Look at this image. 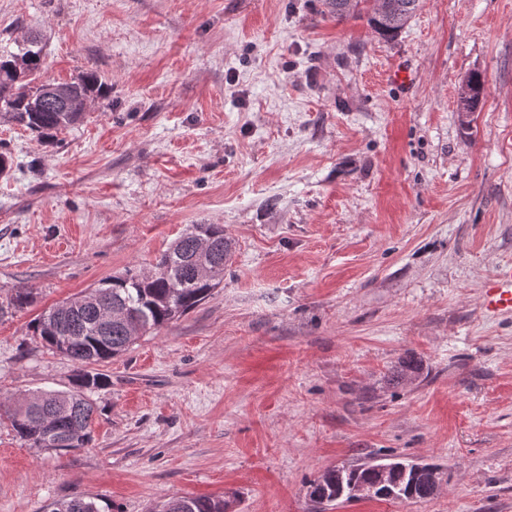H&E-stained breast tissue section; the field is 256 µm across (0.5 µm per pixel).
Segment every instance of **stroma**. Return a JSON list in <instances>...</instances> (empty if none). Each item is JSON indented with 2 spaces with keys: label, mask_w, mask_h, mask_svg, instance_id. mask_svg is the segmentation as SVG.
<instances>
[{
  "label": "stroma",
  "mask_w": 512,
  "mask_h": 512,
  "mask_svg": "<svg viewBox=\"0 0 512 512\" xmlns=\"http://www.w3.org/2000/svg\"><path fill=\"white\" fill-rule=\"evenodd\" d=\"M34 36L46 78L92 69L112 92L51 142L0 123V303L34 294L0 314V403L71 386L32 334L48 308L193 224L234 254L100 365L89 445L34 448L0 419V512L232 493L312 512L311 480L376 459L439 463L441 487L331 512H512V312L481 304L512 265V0H422L391 40L324 0H0V49Z\"/></svg>",
  "instance_id": "35a3bbf8"
}]
</instances>
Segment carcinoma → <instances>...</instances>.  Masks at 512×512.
<instances>
[{"label": "carcinoma", "mask_w": 512, "mask_h": 512, "mask_svg": "<svg viewBox=\"0 0 512 512\" xmlns=\"http://www.w3.org/2000/svg\"><path fill=\"white\" fill-rule=\"evenodd\" d=\"M366 3L368 24L379 37L392 39L416 14L420 0H386L391 13L380 10V0H326L328 13L340 20ZM43 49L33 39L18 47V52L0 51V120L23 127L49 139L59 131L80 122L85 106L109 97L112 86L97 72L88 70L78 79L80 97L66 106L32 103L27 88L43 77ZM209 248L208 260L217 267L210 277L196 276L198 247ZM232 244L221 224H193L168 251L161 254L147 272H127L122 277L102 281L88 290L86 302L76 309L55 305L44 311L32 324L34 335L47 346L83 366L65 391H43L32 396L34 405L53 408L67 421L66 437L48 433L38 414L6 413V419L22 441L38 448L71 451L85 447L91 440L90 425L95 413L91 395L106 386L105 374L88 369L124 353L137 339L157 331L186 314L217 288L224 277V267L231 259ZM106 299L112 308L126 311L130 319L118 314L105 326L100 322L97 305ZM440 466L410 461H394L388 474L375 464L333 467L310 481L307 496L318 512L338 499L355 497L359 488L366 497L377 500L418 503L431 498L439 485L435 477ZM233 501L224 496H172L155 506V512H232ZM54 512H103L93 499L75 498L57 504Z\"/></svg>", "instance_id": "obj_1"}]
</instances>
